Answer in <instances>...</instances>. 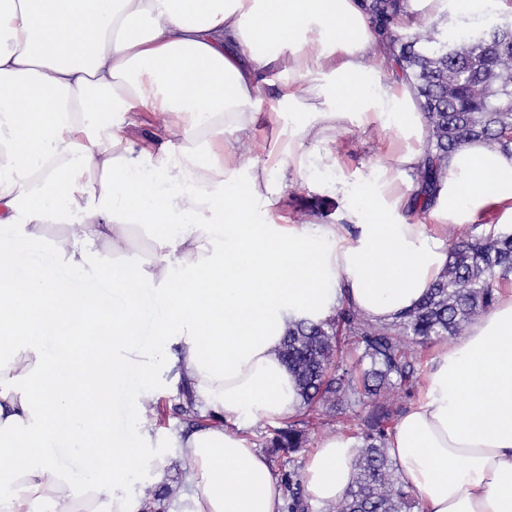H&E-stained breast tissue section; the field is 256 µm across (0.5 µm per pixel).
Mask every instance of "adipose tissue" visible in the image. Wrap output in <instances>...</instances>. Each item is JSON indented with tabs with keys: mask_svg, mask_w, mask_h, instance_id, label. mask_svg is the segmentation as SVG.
<instances>
[{
	"mask_svg": "<svg viewBox=\"0 0 512 512\" xmlns=\"http://www.w3.org/2000/svg\"><path fill=\"white\" fill-rule=\"evenodd\" d=\"M359 0H0V512H142L123 487L180 449L171 512H281L283 491L243 425L296 415L278 351L291 321L341 305L390 323L448 264L449 232L512 223V154L470 140L412 212L428 122L404 77H383ZM288 122L255 162L263 73ZM145 112L134 144L116 113ZM391 130L357 182L334 132ZM336 172V223L282 218L284 188ZM51 224L67 235L41 260ZM146 231L151 255L130 245ZM158 310L143 330L146 302ZM188 377L212 420L160 437L143 418L157 370ZM131 406L108 426L115 398ZM387 446L419 512H512V284L429 363ZM83 467L76 479L60 453ZM352 439L303 466L312 504L354 479Z\"/></svg>",
	"mask_w": 512,
	"mask_h": 512,
	"instance_id": "ef3b65f1",
	"label": "adipose tissue"
}]
</instances>
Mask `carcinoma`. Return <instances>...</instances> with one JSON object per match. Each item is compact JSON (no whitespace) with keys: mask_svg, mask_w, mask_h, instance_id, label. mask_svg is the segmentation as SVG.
I'll use <instances>...</instances> for the list:
<instances>
[{"mask_svg":"<svg viewBox=\"0 0 512 512\" xmlns=\"http://www.w3.org/2000/svg\"><path fill=\"white\" fill-rule=\"evenodd\" d=\"M408 0H363L369 23L399 72L412 81L428 119L427 158L415 174L418 209L431 205L439 185V165L471 138L503 151L512 149V24L505 21L475 35L436 45L433 32L395 31ZM451 240L450 260L422 302L388 324L363 318L343 306L325 321L288 325L280 356L294 376L303 415L369 408L353 460L356 479L328 512H412L413 492L388 455L387 440L401 405L418 385L414 347L456 336L494 305L497 284L512 275V233ZM362 349L358 365L337 357L344 337ZM186 419L197 412L186 380H181ZM301 419L275 428L267 438L273 453L291 455L307 441ZM283 512H309L302 475L282 473Z\"/></svg>","mask_w":512,"mask_h":512,"instance_id":"obj_1","label":"carcinoma"}]
</instances>
